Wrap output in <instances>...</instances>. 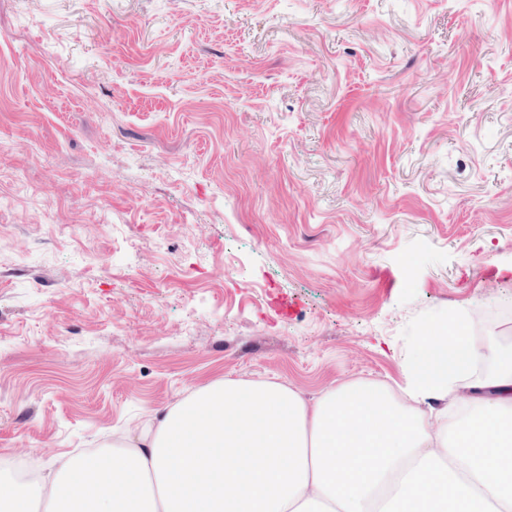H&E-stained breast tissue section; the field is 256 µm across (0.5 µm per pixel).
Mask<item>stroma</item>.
<instances>
[{"label":"stroma","instance_id":"stroma-1","mask_svg":"<svg viewBox=\"0 0 512 512\" xmlns=\"http://www.w3.org/2000/svg\"><path fill=\"white\" fill-rule=\"evenodd\" d=\"M512 336V0H0V456L218 379Z\"/></svg>","mask_w":512,"mask_h":512}]
</instances>
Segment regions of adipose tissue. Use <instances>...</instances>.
<instances>
[{
    "label": "adipose tissue",
    "mask_w": 512,
    "mask_h": 512,
    "mask_svg": "<svg viewBox=\"0 0 512 512\" xmlns=\"http://www.w3.org/2000/svg\"><path fill=\"white\" fill-rule=\"evenodd\" d=\"M472 325H427L396 392L216 380L95 454L1 469L0 512H512V343Z\"/></svg>",
    "instance_id": "obj_1"
}]
</instances>
